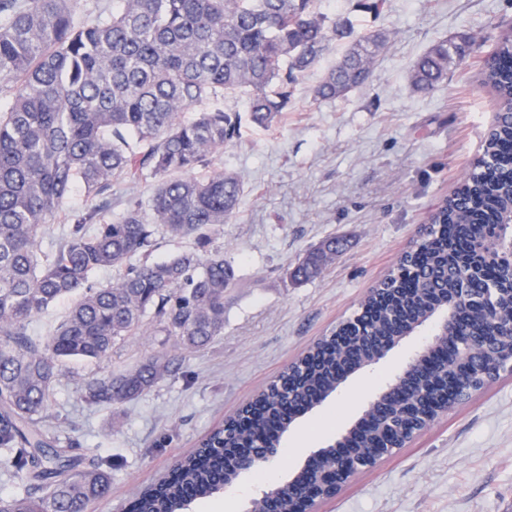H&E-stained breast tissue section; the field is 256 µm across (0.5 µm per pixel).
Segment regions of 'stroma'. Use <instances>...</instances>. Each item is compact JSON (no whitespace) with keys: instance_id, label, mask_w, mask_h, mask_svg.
<instances>
[{"instance_id":"stroma-1","label":"stroma","mask_w":512,"mask_h":512,"mask_svg":"<svg viewBox=\"0 0 512 512\" xmlns=\"http://www.w3.org/2000/svg\"><path fill=\"white\" fill-rule=\"evenodd\" d=\"M330 11L360 33L385 30L392 38L365 86L315 101V87L344 50L336 44L296 82L275 126L254 125L246 98L232 101L242 136L215 164L238 177L243 194L236 220L210 243L239 279L226 296L223 338L180 354L175 373L112 408L86 403L80 387L172 352L152 322L111 359L73 360L61 370L45 426L52 446L111 465V492L91 512H126L139 491L354 314L482 152L496 102L480 71L501 29L512 26V0H386L377 15L360 0H331ZM462 34L473 47L447 80L414 90L415 60ZM332 238L335 261L316 277L297 276L299 260ZM422 339L409 336L296 420L263 467L271 483L287 480L353 424ZM319 512H512V375L358 473Z\"/></svg>"}]
</instances>
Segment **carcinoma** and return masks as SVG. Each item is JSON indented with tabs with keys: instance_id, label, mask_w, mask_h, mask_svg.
Instances as JSON below:
<instances>
[{
	"instance_id": "obj_1",
	"label": "carcinoma",
	"mask_w": 512,
	"mask_h": 512,
	"mask_svg": "<svg viewBox=\"0 0 512 512\" xmlns=\"http://www.w3.org/2000/svg\"><path fill=\"white\" fill-rule=\"evenodd\" d=\"M318 0H112L90 25L75 23L76 0H0V448L20 492L0 498V512H89L111 491L102 461L50 447L46 413L61 364L100 361L134 335L146 316L177 349L195 353L224 336L225 298L236 287L224 252H182L162 262L147 257L156 234L195 238L236 219L242 187L213 158L239 136L241 118L224 101L247 96L251 121L274 125L288 110L300 76L337 41L346 52L314 92L333 100L365 85L385 48L384 33L358 35L350 20ZM462 47L437 41L413 65L421 92L448 78ZM497 117L483 152L456 190L438 206L420 238L360 303V317L338 335L315 342L239 413L214 428L168 477L142 491L133 512H185L233 482L239 457L280 446L288 401L319 407L341 374L356 371L399 330L429 320L450 296L463 297L464 324L448 328L428 366L402 383L400 397L375 407L343 441L367 461L406 438L424 418L466 389L477 362L496 364L512 351V308L496 306L489 289L512 286L491 265L465 264L473 241L512 214V27L502 30L481 72ZM195 111L190 120L182 113ZM157 179L145 201L118 218L101 212L112 184ZM90 205L41 249L46 226L69 205L76 186ZM336 257L326 242L301 264L317 275ZM112 280L94 284L101 270ZM80 294L46 337L32 318L58 299ZM484 337L464 364L454 346ZM164 352L134 368L88 380L83 398L120 405L173 372ZM337 448L321 449L304 484L330 466Z\"/></svg>"
}]
</instances>
